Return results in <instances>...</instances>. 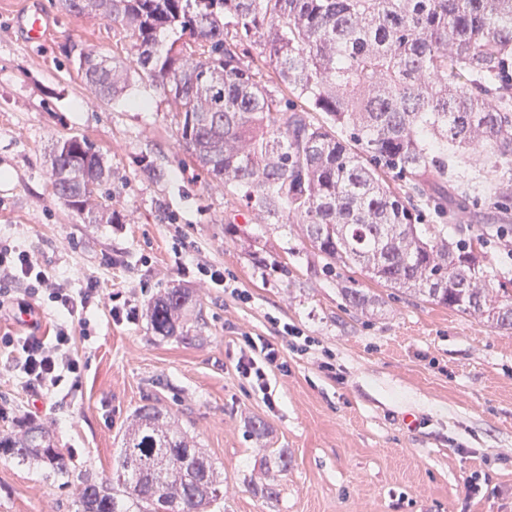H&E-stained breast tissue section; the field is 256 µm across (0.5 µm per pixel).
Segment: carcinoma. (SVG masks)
<instances>
[{"instance_id":"obj_1","label":"carcinoma","mask_w":512,"mask_h":512,"mask_svg":"<svg viewBox=\"0 0 512 512\" xmlns=\"http://www.w3.org/2000/svg\"><path fill=\"white\" fill-rule=\"evenodd\" d=\"M129 34L131 65L92 50L78 72L107 101L136 79L161 91L184 150L263 224L299 226L322 269L357 267L512 330V279L486 262L484 233L448 236L414 199L442 212L465 198L453 158L482 146L499 190L487 205L512 246V0H62ZM53 189L100 222L109 176L86 137L57 141ZM113 223L114 215L106 217ZM346 303L376 299L355 280ZM191 301L174 287L148 303L160 336L184 328ZM0 455L66 472L49 431L0 433ZM224 477L170 412L144 405L124 431L115 477L85 482L77 512H204Z\"/></svg>"}]
</instances>
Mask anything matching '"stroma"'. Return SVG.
Here are the masks:
<instances>
[{"label": "stroma", "instance_id": "1", "mask_svg": "<svg viewBox=\"0 0 512 512\" xmlns=\"http://www.w3.org/2000/svg\"><path fill=\"white\" fill-rule=\"evenodd\" d=\"M26 5L49 19L45 42L17 21ZM74 44L125 62L135 53L121 28L59 0H0V240L37 253L71 288L93 280L141 308L188 288V334L159 336L145 318L116 322L94 305L89 336L76 339L77 384L37 398L0 377V430L43 426L67 466L54 477L0 459V512H76L78 489L111 476L123 430L149 402L223 473L208 512H512V331L356 268L323 272L296 225L251 222L191 163L160 92L135 85L121 102L101 100ZM72 135L107 161L113 223L84 221L53 191L49 151ZM456 172L468 197L448 230L468 235L498 176L479 147ZM201 265L233 276L246 300L202 286ZM346 279L376 297L374 310L346 304ZM287 326L310 337L306 351ZM245 334L282 348L288 369L269 373V395L235 370Z\"/></svg>", "mask_w": 512, "mask_h": 512}]
</instances>
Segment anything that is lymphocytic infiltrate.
Segmentation results:
<instances>
[{
    "mask_svg": "<svg viewBox=\"0 0 512 512\" xmlns=\"http://www.w3.org/2000/svg\"><path fill=\"white\" fill-rule=\"evenodd\" d=\"M45 295L52 303L55 317L47 334L36 336L0 337L7 350L0 371L18 376L22 389L35 396H51L67 375L81 371V363L73 351L76 330L86 324V312L91 304L108 299L113 320H134L136 307L120 304L117 293L101 296L97 283L87 282L74 290L58 280L28 250L0 242V298L15 296V318L34 313V298ZM245 352L238 357L237 372L249 379L259 391H267V373L280 365L277 343L267 339L244 337Z\"/></svg>",
    "mask_w": 512,
    "mask_h": 512,
    "instance_id": "f902f5d3",
    "label": "lymphocytic infiltrate"
}]
</instances>
